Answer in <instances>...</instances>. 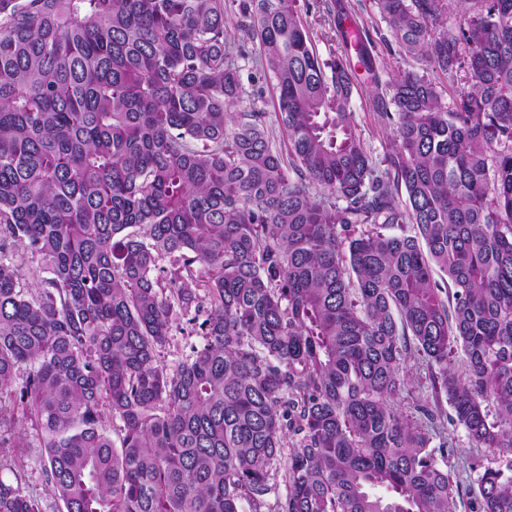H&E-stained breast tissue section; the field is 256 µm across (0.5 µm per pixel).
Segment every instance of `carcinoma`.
Segmentation results:
<instances>
[{
  "mask_svg": "<svg viewBox=\"0 0 512 512\" xmlns=\"http://www.w3.org/2000/svg\"><path fill=\"white\" fill-rule=\"evenodd\" d=\"M295 3L0 0V512H456L449 424L512 512V0H377L468 83H384L355 35L381 170ZM240 77L245 89L251 94V101L246 99L244 105L255 109L257 112H268V119L275 128L276 146L283 151L286 150L287 139L279 129L272 106L273 95V74L265 62L261 63L257 54L245 60H240ZM172 344L166 356L169 364L174 365L190 352L191 344L199 345L203 342L202 336H172Z\"/></svg>",
  "mask_w": 512,
  "mask_h": 512,
  "instance_id": "obj_1",
  "label": "carcinoma"
}]
</instances>
